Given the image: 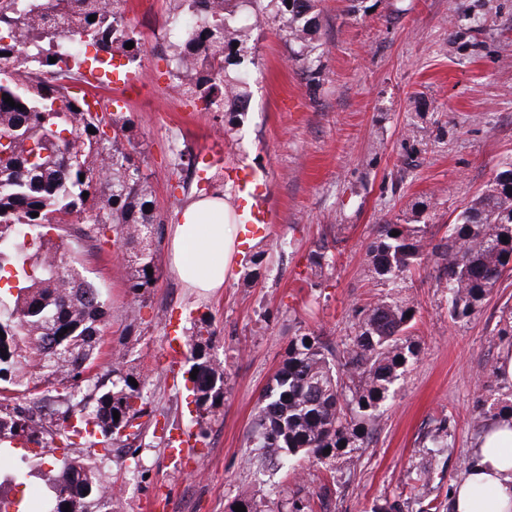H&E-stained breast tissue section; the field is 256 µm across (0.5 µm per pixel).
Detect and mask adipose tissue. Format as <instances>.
Segmentation results:
<instances>
[{"label":"adipose tissue","mask_w":512,"mask_h":512,"mask_svg":"<svg viewBox=\"0 0 512 512\" xmlns=\"http://www.w3.org/2000/svg\"><path fill=\"white\" fill-rule=\"evenodd\" d=\"M233 213L219 195L191 201L174 226L177 276L191 288L223 287L234 267ZM454 512H512V419L487 421L472 463L451 493Z\"/></svg>","instance_id":"adipose-tissue-1"}]
</instances>
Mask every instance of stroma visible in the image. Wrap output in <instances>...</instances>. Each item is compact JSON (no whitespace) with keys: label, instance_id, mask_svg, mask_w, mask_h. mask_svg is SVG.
I'll use <instances>...</instances> for the list:
<instances>
[{"label":"stroma","instance_id":"stroma-1","mask_svg":"<svg viewBox=\"0 0 512 512\" xmlns=\"http://www.w3.org/2000/svg\"><path fill=\"white\" fill-rule=\"evenodd\" d=\"M322 0L323 86L310 94L274 27L256 32L252 63L244 69L249 109L233 131L214 113L173 88L170 38L161 26L168 0H123L133 35L143 45L136 62L115 56L128 83L92 80L86 92L101 107L133 121L137 152L150 174L165 224L156 242L153 288L138 301L129 292L112 243L92 248L85 224L66 225L63 247L85 267L107 297L101 369L113 355L126 358L145 379L144 393L158 427L128 445H113L101 465L114 489L112 512H230L242 489L257 495L262 512H281L300 495L314 512H425L435 502L452 512L451 492L477 438L483 384L496 394L512 383L493 375L512 348V275L469 320L452 321L448 292L434 257L395 289L366 265L378 225L403 219L417 198H431L422 217L441 238L462 207L512 160V0ZM191 147L211 170L223 173L220 194L236 198L226 174L237 164L259 172L275 222L262 246L267 257L246 282L250 253L240 250L223 288L203 293L172 269V226L200 197L199 173L174 168L176 152ZM335 236L333 266L318 287L308 281L309 255L324 233ZM416 308L411 333L421 345L388 399L370 441L346 457L300 458L297 474L248 464L247 436L260 396L280 367L292 336L305 329L330 345L351 335L358 307L383 298ZM191 335L211 321L210 354L224 366V403L199 417L183 369L166 359L169 321ZM447 420L450 446L437 457L420 440ZM187 433L192 446L172 460L165 432ZM25 484H0V512H35L49 493L48 463L32 453L15 456ZM432 469L428 485L417 473Z\"/></svg>","mask_w":512,"mask_h":512}]
</instances>
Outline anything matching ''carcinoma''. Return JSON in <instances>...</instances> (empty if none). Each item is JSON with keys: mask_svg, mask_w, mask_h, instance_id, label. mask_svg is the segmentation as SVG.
<instances>
[{"mask_svg": "<svg viewBox=\"0 0 512 512\" xmlns=\"http://www.w3.org/2000/svg\"><path fill=\"white\" fill-rule=\"evenodd\" d=\"M319 2L169 0L171 18L194 17L172 45L175 87L220 113L224 131H232L248 103L244 81L233 78L232 69L253 53L255 32L276 23L290 59L317 92L324 81ZM120 3L0 0V136L10 139L9 156L0 159V273L17 279V285L0 290V440L23 437L38 445L47 434L64 450H87L80 459L42 449L58 470L50 482L48 512H65L67 504L71 512H112V485L103 479L95 446L136 440L148 427L142 418L155 416L142 394V374L126 360L97 372L105 300L83 265L48 235L83 215L86 238L114 234L134 298H142L155 281L147 270L157 271L154 245L164 218L150 175L135 159L132 120L120 111L93 108L70 83L74 75L87 81L82 68L88 61L92 75L98 67L111 70L118 53L132 62L143 52L128 32ZM128 42L134 47L125 48ZM87 45L95 56H86ZM51 57L57 61L49 62ZM45 73L56 78L47 81ZM8 96L22 108L5 103ZM197 166L190 148L179 152L176 168L192 172ZM506 174L512 175V162L436 243L418 220L428 200L412 203L406 223L378 225L368 250L371 271L398 284L430 253L443 272L450 317L470 318L512 271V180H502ZM410 312L415 309L409 302L393 300L359 309L354 335L336 349L312 332L293 336L258 406L250 444L261 453L249 462L264 466L273 460L286 467L300 455L321 460L327 454L353 460L406 365L421 353L409 332ZM64 328L67 333L58 336ZM207 332L202 318L186 346L190 367L198 369L192 380L195 405L212 414L224 400V367L209 353ZM49 385L61 391L48 412L15 403L19 397L41 403L42 387Z\"/></svg>", "mask_w": 512, "mask_h": 512, "instance_id": "obj_1", "label": "carcinoma"}]
</instances>
